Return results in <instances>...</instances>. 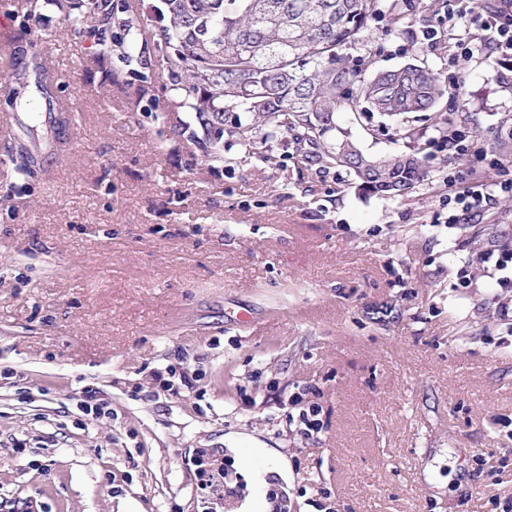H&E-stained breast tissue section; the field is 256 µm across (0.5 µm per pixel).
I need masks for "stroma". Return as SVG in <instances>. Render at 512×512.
<instances>
[{
  "label": "stroma",
  "instance_id": "35a3bbf8",
  "mask_svg": "<svg viewBox=\"0 0 512 512\" xmlns=\"http://www.w3.org/2000/svg\"><path fill=\"white\" fill-rule=\"evenodd\" d=\"M431 2L408 0L407 33L380 17L346 51L377 70L426 58L437 112L469 116L461 152L437 146L425 112L409 116L414 144L379 113H338L364 152L419 154L428 176L401 202L283 137L277 166L231 139L223 167L202 164L156 45L160 0H112L137 19L136 48L112 27L102 67L104 40L56 0H0L11 71L32 90L55 76L34 136L0 93V512H210L194 456L249 447L270 452L283 512L512 505V288L481 271L462 285L468 257L512 239V193L453 224L447 184L474 161L487 182L512 179V86L485 53L459 66L453 44H424V27L448 28ZM20 144L36 175L18 172ZM91 393L108 415L84 414ZM306 404L324 424L313 441Z\"/></svg>",
  "mask_w": 512,
  "mask_h": 512
}]
</instances>
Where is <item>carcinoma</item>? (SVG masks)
<instances>
[{
  "mask_svg": "<svg viewBox=\"0 0 512 512\" xmlns=\"http://www.w3.org/2000/svg\"><path fill=\"white\" fill-rule=\"evenodd\" d=\"M162 61L178 89L193 97L205 136L202 162L224 164V136L266 166L268 142L289 137L298 156L345 167L360 186L407 199L423 180L415 154H365L338 138L336 115L364 102L389 116L431 110L443 96L437 74L408 63L371 75L342 53L380 15L399 34L411 24L407 0H162ZM65 17L112 26L103 0H66Z\"/></svg>",
  "mask_w": 512,
  "mask_h": 512,
  "instance_id": "obj_1",
  "label": "carcinoma"
}]
</instances>
